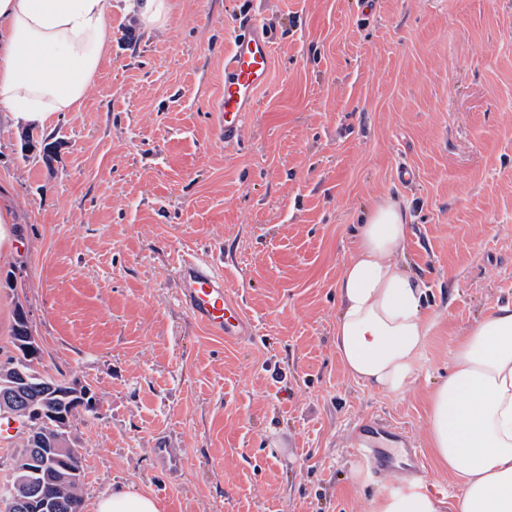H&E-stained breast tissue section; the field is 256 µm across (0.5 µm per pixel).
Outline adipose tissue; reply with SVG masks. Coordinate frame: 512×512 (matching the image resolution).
Returning <instances> with one entry per match:
<instances>
[{"label":"adipose tissue","instance_id":"adipose-tissue-1","mask_svg":"<svg viewBox=\"0 0 512 512\" xmlns=\"http://www.w3.org/2000/svg\"><path fill=\"white\" fill-rule=\"evenodd\" d=\"M113 0H0V124L48 128L79 109L111 41ZM407 213L379 199L336 281V352L355 381L397 395L430 330L425 285L399 258ZM430 446L447 466L456 512H512V305L474 323L430 397ZM419 483L392 485L369 512H441Z\"/></svg>","mask_w":512,"mask_h":512}]
</instances>
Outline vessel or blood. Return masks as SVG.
Returning <instances> with one entry per match:
<instances>
[{"label":"vessel or blood","instance_id":"1","mask_svg":"<svg viewBox=\"0 0 512 512\" xmlns=\"http://www.w3.org/2000/svg\"><path fill=\"white\" fill-rule=\"evenodd\" d=\"M272 47L264 26L255 18H238L231 47L224 55V97L220 104L224 123V142L237 144L250 112L255 111L257 92L270 78ZM179 283L178 300L191 317L211 334L228 342L253 336L255 325L224 280L222 251L198 255L180 254L175 265ZM406 449L412 469H420V456L412 449L406 431L376 419L357 423L354 431L356 455L371 463L375 472L392 471L394 465L382 441Z\"/></svg>","mask_w":512,"mask_h":512}]
</instances>
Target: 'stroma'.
Instances as JSON below:
<instances>
[{"label":"stroma","instance_id":"obj_1","mask_svg":"<svg viewBox=\"0 0 512 512\" xmlns=\"http://www.w3.org/2000/svg\"><path fill=\"white\" fill-rule=\"evenodd\" d=\"M172 5L147 29L116 0L82 107L45 131L0 126L19 217L0 250V355L23 305L46 369L97 391L71 429L83 512L118 484L160 512H368L384 480L351 438L371 416L410 433L424 483L452 489L429 397L468 328L512 302V0ZM242 14L270 31L272 74L228 146L215 105ZM386 196L408 210L401 253L433 322L397 396L352 380L335 347L354 227ZM215 247L257 323L241 343L177 301L178 254ZM162 437L181 473L156 463Z\"/></svg>","mask_w":512,"mask_h":512}]
</instances>
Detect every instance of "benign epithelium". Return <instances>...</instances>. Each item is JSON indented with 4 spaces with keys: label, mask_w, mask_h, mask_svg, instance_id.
Instances as JSON below:
<instances>
[{
    "label": "benign epithelium",
    "mask_w": 512,
    "mask_h": 512,
    "mask_svg": "<svg viewBox=\"0 0 512 512\" xmlns=\"http://www.w3.org/2000/svg\"><path fill=\"white\" fill-rule=\"evenodd\" d=\"M16 329L21 334L22 351H14L13 356L25 354L29 359L38 358L41 354L40 338L23 306L17 308ZM32 393V386L19 368L16 369L13 382L0 391V414L3 416L13 415L15 403H26L27 417L21 419V423L24 438L29 441V447L21 449L13 460L12 483L0 490V501L7 504L6 512L56 509L51 489L57 483V476L65 473L76 479L83 468V457L69 443L67 415H54L57 428L53 435H44L39 427L45 420V410Z\"/></svg>",
    "instance_id": "7a95c632"
}]
</instances>
